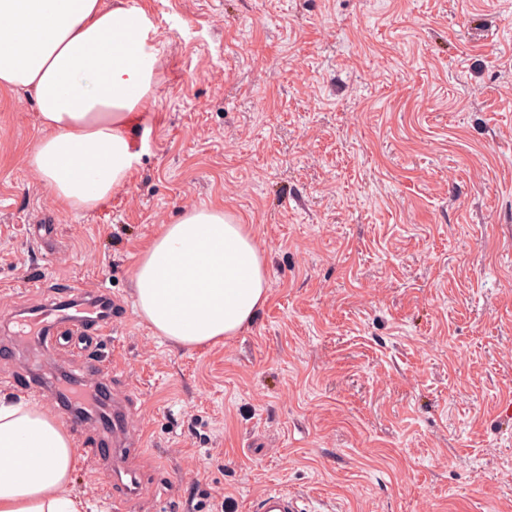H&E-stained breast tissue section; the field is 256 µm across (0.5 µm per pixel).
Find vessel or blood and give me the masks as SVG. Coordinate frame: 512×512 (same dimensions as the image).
I'll use <instances>...</instances> for the list:
<instances>
[{"mask_svg":"<svg viewBox=\"0 0 512 512\" xmlns=\"http://www.w3.org/2000/svg\"><path fill=\"white\" fill-rule=\"evenodd\" d=\"M112 296L108 290L100 289L83 297H74L72 289L53 288L45 304L28 308L17 326L19 330L43 334L49 340H60L69 336L71 340L83 342L92 356L86 363L84 375L74 377L71 384L75 393H83L88 383L108 386L107 370L96 350L103 337L112 330ZM108 460L116 471V484L123 498H131L139 488V480L128 467L130 451L126 448L109 449ZM256 512H302L298 499L287 492L268 490L256 500Z\"/></svg>","mask_w":512,"mask_h":512,"instance_id":"b4317fda","label":"vessel or blood"}]
</instances>
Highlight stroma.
<instances>
[{
	"label": "stroma",
	"instance_id": "obj_1",
	"mask_svg": "<svg viewBox=\"0 0 512 512\" xmlns=\"http://www.w3.org/2000/svg\"><path fill=\"white\" fill-rule=\"evenodd\" d=\"M160 49L127 184L90 211L28 164L42 134L0 89V345L57 281L109 287L101 356L133 406L142 485L125 512H252L263 491L321 512H512V0H127ZM218 206L248 225L268 300L200 347L156 336L134 271L160 225ZM40 391L0 399L58 420ZM71 440L70 487L113 512L108 460Z\"/></svg>",
	"mask_w": 512,
	"mask_h": 512
}]
</instances>
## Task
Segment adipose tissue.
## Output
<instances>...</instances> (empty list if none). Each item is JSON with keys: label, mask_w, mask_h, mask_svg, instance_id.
I'll return each mask as SVG.
<instances>
[{"label": "adipose tissue", "mask_w": 512, "mask_h": 512, "mask_svg": "<svg viewBox=\"0 0 512 512\" xmlns=\"http://www.w3.org/2000/svg\"><path fill=\"white\" fill-rule=\"evenodd\" d=\"M151 30L125 0H0V88L32 98L43 135L29 162L70 207L94 209L128 181L130 117L157 82ZM134 281L138 314L179 346L238 334L268 299L262 250L218 207L161 225ZM78 464L48 411L0 402V512H81L69 491Z\"/></svg>", "instance_id": "obj_1"}]
</instances>
